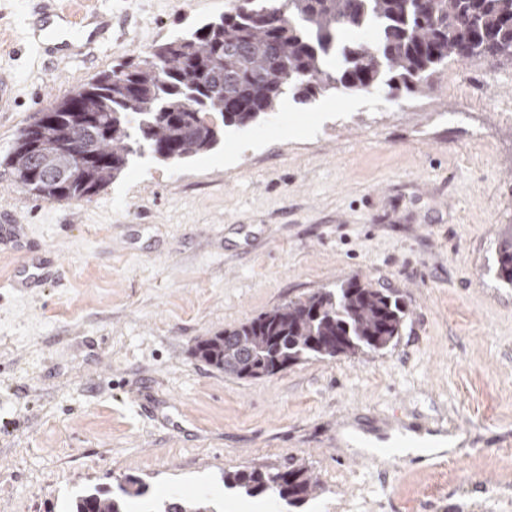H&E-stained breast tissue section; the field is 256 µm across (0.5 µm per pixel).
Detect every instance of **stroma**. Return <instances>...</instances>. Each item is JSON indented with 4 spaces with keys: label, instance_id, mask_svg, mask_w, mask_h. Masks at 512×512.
<instances>
[{
    "label": "stroma",
    "instance_id": "stroma-1",
    "mask_svg": "<svg viewBox=\"0 0 512 512\" xmlns=\"http://www.w3.org/2000/svg\"><path fill=\"white\" fill-rule=\"evenodd\" d=\"M228 0H92L112 42L43 62L20 39L36 0H0V218L51 278L12 287L0 248V512H65L74 492L148 483L272 512H512V69L449 62L409 95L380 87L226 130L179 163L145 155L91 199L48 201L6 164L37 112ZM351 279L408 308L395 345L237 379L198 337ZM417 415L466 433L389 473L345 437L353 414ZM305 464L296 509L224 486L237 469ZM497 277L512 285V225L509 224L500 243Z\"/></svg>",
    "mask_w": 512,
    "mask_h": 512
}]
</instances>
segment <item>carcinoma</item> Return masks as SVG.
<instances>
[{
	"label": "carcinoma",
	"mask_w": 512,
	"mask_h": 512,
	"mask_svg": "<svg viewBox=\"0 0 512 512\" xmlns=\"http://www.w3.org/2000/svg\"><path fill=\"white\" fill-rule=\"evenodd\" d=\"M345 28L376 36L339 48ZM336 49L343 65L331 72L325 59ZM474 57L512 68V0H229L220 18L97 74L38 113L7 165L46 200H88L144 152L163 161L207 152L225 128L275 113L288 91L302 102L383 84L416 94L448 61ZM78 128L86 154L80 162L69 148ZM497 264V277L512 285L511 224ZM406 315L394 291L354 279L205 336L193 355L238 379L273 376L312 357L386 349ZM224 486L251 496L270 492L293 507L322 490L303 464L226 472ZM146 491L143 480L127 477L116 493L81 491L66 512H129ZM154 512L221 510L203 498H171Z\"/></svg>",
	"instance_id": "obj_1"
}]
</instances>
